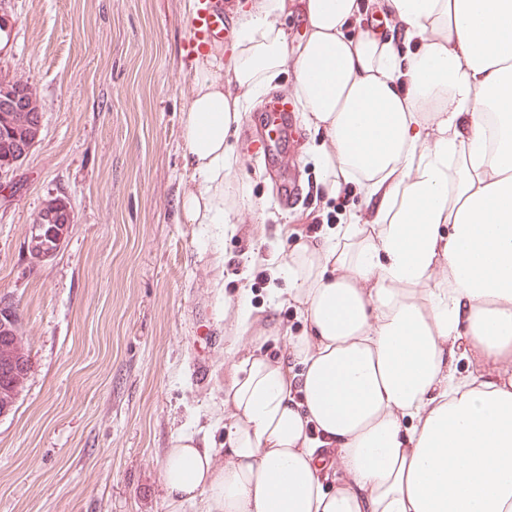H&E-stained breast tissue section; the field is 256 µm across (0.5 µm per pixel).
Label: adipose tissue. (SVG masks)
Segmentation results:
<instances>
[{"mask_svg": "<svg viewBox=\"0 0 512 512\" xmlns=\"http://www.w3.org/2000/svg\"><path fill=\"white\" fill-rule=\"evenodd\" d=\"M401 51L349 28L358 0L242 6L229 57L193 66L182 122L186 223L233 229L230 141L293 66L330 193L375 201L369 225L296 243L280 273L305 324L267 356L248 302L224 389V452L173 439L170 504L204 512H512V0H383ZM297 2L300 7L297 10L286 7L279 21L287 32V39L289 50L292 46H296L301 40L307 35V28L304 25V14L301 9V5L304 4L305 0H298Z\"/></svg>", "mask_w": 512, "mask_h": 512, "instance_id": "adipose-tissue-1", "label": "adipose tissue"}]
</instances>
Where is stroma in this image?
Returning <instances> with one entry per match:
<instances>
[{
	"instance_id": "stroma-1",
	"label": "stroma",
	"mask_w": 512,
	"mask_h": 512,
	"mask_svg": "<svg viewBox=\"0 0 512 512\" xmlns=\"http://www.w3.org/2000/svg\"><path fill=\"white\" fill-rule=\"evenodd\" d=\"M191 0H0L11 21L0 75L37 91L42 129L0 173V298L15 308L31 372L0 417V512L172 509L160 467L182 433L224 446L235 309L247 299L268 356L303 322L276 295L296 242L321 240L368 204L323 184L321 133L298 120L294 206L246 128L231 141L234 191L253 208L233 232L185 223L181 124L193 93ZM71 210L52 257L28 252L47 200ZM317 233H308V225Z\"/></svg>"
}]
</instances>
